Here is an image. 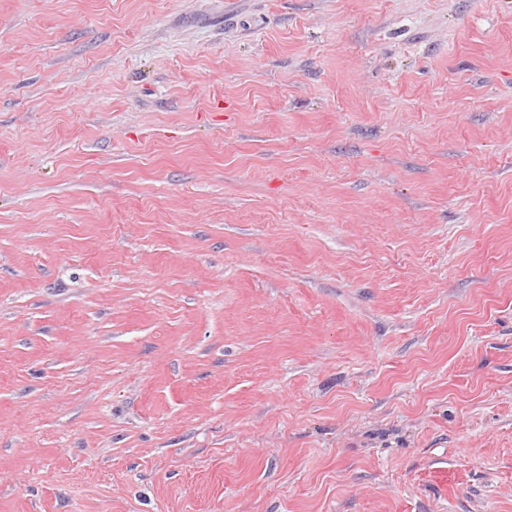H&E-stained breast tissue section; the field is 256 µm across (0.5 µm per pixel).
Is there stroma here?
<instances>
[{
  "label": "stroma",
  "instance_id": "35a3bbf8",
  "mask_svg": "<svg viewBox=\"0 0 512 512\" xmlns=\"http://www.w3.org/2000/svg\"><path fill=\"white\" fill-rule=\"evenodd\" d=\"M0 512H512V0H0Z\"/></svg>",
  "mask_w": 512,
  "mask_h": 512
}]
</instances>
